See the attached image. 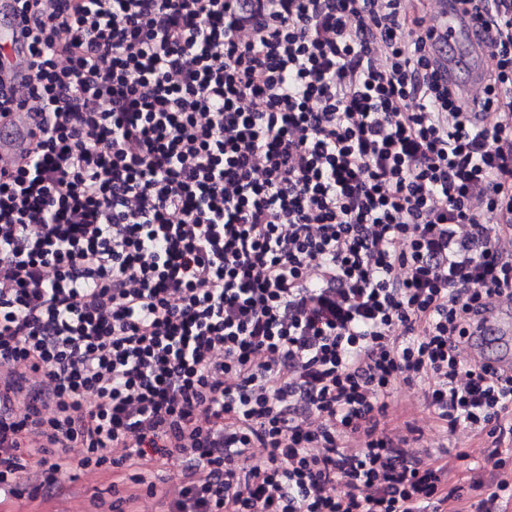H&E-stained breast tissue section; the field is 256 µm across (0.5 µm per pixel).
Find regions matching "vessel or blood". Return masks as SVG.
Listing matches in <instances>:
<instances>
[{
    "label": "vessel or blood",
    "mask_w": 512,
    "mask_h": 512,
    "mask_svg": "<svg viewBox=\"0 0 512 512\" xmlns=\"http://www.w3.org/2000/svg\"><path fill=\"white\" fill-rule=\"evenodd\" d=\"M432 41L445 54L443 66L449 77H460L462 97L473 100L481 97L485 85L482 59L486 49L480 33L470 21L457 15L450 0H439L432 27ZM8 54V62L0 77L15 88L28 81L24 51L18 41L17 27H10L0 38ZM32 125L26 111L16 112L11 120L0 125V169H10L22 147L29 141Z\"/></svg>",
    "instance_id": "obj_1"
}]
</instances>
